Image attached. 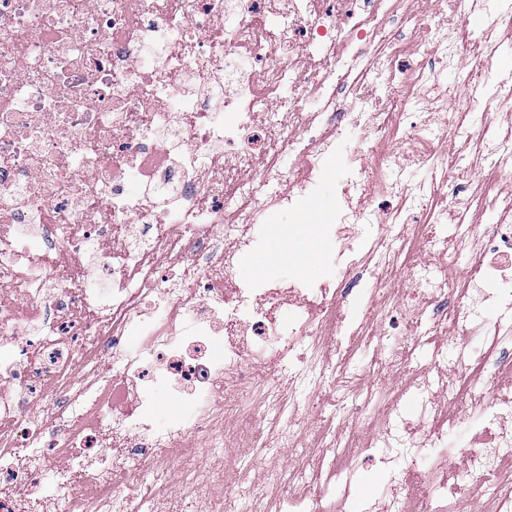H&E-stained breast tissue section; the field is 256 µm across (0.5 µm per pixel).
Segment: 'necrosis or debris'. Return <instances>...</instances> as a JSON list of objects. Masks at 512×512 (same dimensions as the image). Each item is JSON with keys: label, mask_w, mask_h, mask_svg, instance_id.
I'll use <instances>...</instances> for the list:
<instances>
[{"label": "necrosis or debris", "mask_w": 512, "mask_h": 512, "mask_svg": "<svg viewBox=\"0 0 512 512\" xmlns=\"http://www.w3.org/2000/svg\"><path fill=\"white\" fill-rule=\"evenodd\" d=\"M415 2L0 0V512H128L144 485L146 512H512V203L497 191L512 134L489 121L512 113V71L500 44ZM440 111L457 129L482 119L469 181L436 146ZM339 153L324 236L365 276L371 333L345 324L350 289L236 283L261 221ZM408 167L441 171L455 208L428 210L421 243L478 244L456 286L410 258L401 210L372 207L436 196ZM370 224L386 236L364 249L347 228ZM369 348L395 390L359 385ZM327 388L364 419L385 409L379 436H307ZM159 389L183 408L163 427ZM366 464L383 479L360 509ZM259 467L269 485L216 496L225 471Z\"/></svg>", "instance_id": "obj_1"}]
</instances>
